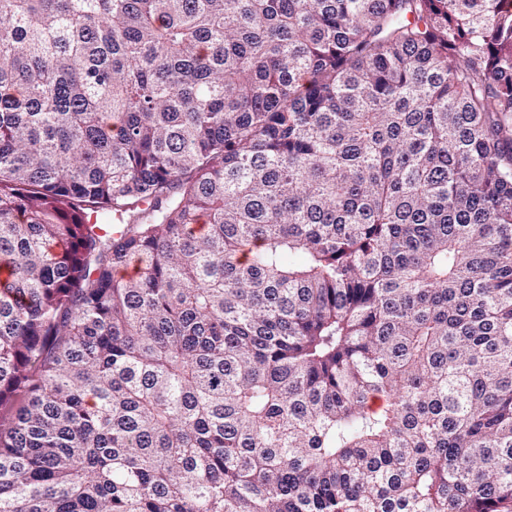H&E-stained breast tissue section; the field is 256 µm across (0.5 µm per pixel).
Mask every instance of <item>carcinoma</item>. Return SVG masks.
<instances>
[{
    "mask_svg": "<svg viewBox=\"0 0 512 512\" xmlns=\"http://www.w3.org/2000/svg\"><path fill=\"white\" fill-rule=\"evenodd\" d=\"M0 512H512V0H0Z\"/></svg>",
    "mask_w": 512,
    "mask_h": 512,
    "instance_id": "1",
    "label": "carcinoma"
}]
</instances>
